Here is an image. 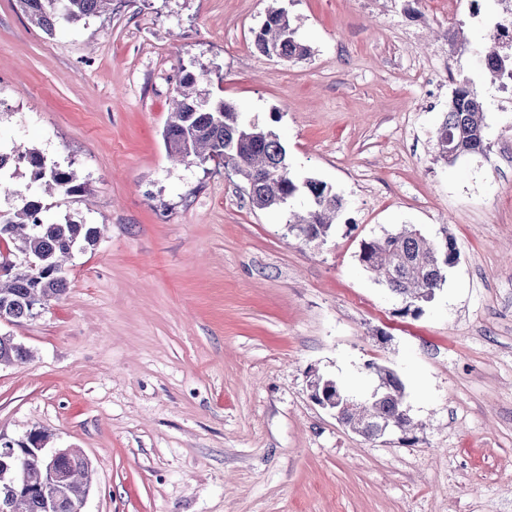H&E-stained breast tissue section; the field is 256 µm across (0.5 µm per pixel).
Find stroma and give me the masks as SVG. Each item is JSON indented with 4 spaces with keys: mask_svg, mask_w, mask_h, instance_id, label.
<instances>
[{
    "mask_svg": "<svg viewBox=\"0 0 512 512\" xmlns=\"http://www.w3.org/2000/svg\"><path fill=\"white\" fill-rule=\"evenodd\" d=\"M286 8L305 59L250 49ZM497 0H113L46 34L0 0V148L76 171L49 217L102 227L0 366V434H46L95 474L86 512H512V94L479 57ZM270 126L290 171L345 200L326 242L254 209L216 162L176 164L163 131L182 69ZM482 154L437 159L460 80ZM458 258L419 315L358 261L402 228ZM397 371L416 428L365 438L311 398ZM30 357V351L17 344L9 336H0V365L24 364ZM312 376L313 379L310 382L312 390L311 398L322 407L334 411L335 416L338 419L342 410L350 405L345 404L342 408L336 410V404L338 402L336 401V393L338 389L336 381L333 379H324L316 374H313Z\"/></svg>",
    "mask_w": 512,
    "mask_h": 512,
    "instance_id": "35a3bbf8",
    "label": "stroma"
}]
</instances>
